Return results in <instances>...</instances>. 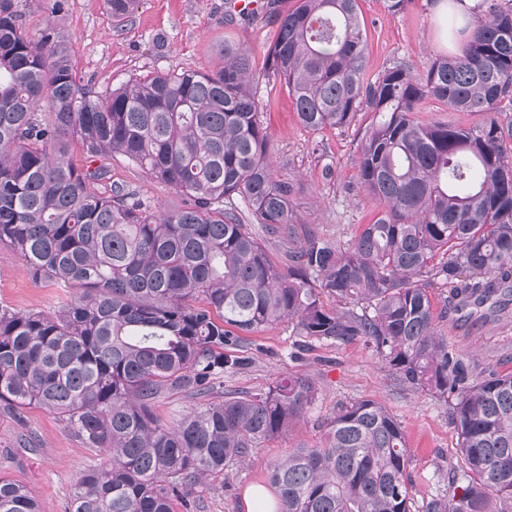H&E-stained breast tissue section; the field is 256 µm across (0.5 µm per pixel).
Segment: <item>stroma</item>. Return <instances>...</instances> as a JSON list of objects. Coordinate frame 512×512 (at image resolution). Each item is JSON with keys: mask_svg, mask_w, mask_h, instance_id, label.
<instances>
[{"mask_svg": "<svg viewBox=\"0 0 512 512\" xmlns=\"http://www.w3.org/2000/svg\"><path fill=\"white\" fill-rule=\"evenodd\" d=\"M55 1L16 0L22 25L34 34L46 25L57 26L71 41L78 82L98 92L151 71L219 66L228 41L249 47L259 68L275 33L261 14L229 18L227 0H140L122 23L113 19L106 0H59V9ZM361 10L367 77L400 60L421 70L435 57L461 52L465 45L463 38L449 36L445 17L429 0H412L399 14L388 12L382 0H361ZM254 91L278 176L294 185L298 223L348 242L377 212L357 181L358 147L370 114L359 113L349 128L313 133L298 123L284 85L260 75ZM109 165L113 182L139 189L161 208L182 205L172 187L124 157H113ZM64 296V289L33 279L12 249L0 247V305L51 312ZM438 331L477 371L512 374V296L504 313L477 322L448 320ZM227 352L246 362L225 373L210 401L263 391L288 377L309 378L315 399L285 434L252 449L243 465L192 487L194 512H245V491L267 484L276 460L295 448L320 446L338 410L362 399L385 406L405 432L412 455L411 512H426L432 500L448 499L451 476L463 461L447 405L430 391L399 384L363 339L339 345L299 335L294 322L283 321L240 336ZM103 457L49 411L34 406L17 411L0 402V475L25 484L44 512H64L79 472Z\"/></svg>", "mask_w": 512, "mask_h": 512, "instance_id": "stroma-1", "label": "stroma"}]
</instances>
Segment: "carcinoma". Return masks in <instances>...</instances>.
<instances>
[{
    "mask_svg": "<svg viewBox=\"0 0 512 512\" xmlns=\"http://www.w3.org/2000/svg\"><path fill=\"white\" fill-rule=\"evenodd\" d=\"M460 2L448 0V16L470 30L461 53L370 79L360 0L287 10L269 0L264 71L288 89L299 123L317 133L372 113L357 178L377 213L343 244L295 220L249 50L226 42L218 69L151 72L101 94L78 85L64 35L26 32L15 0H0V246L34 277L82 289L53 314L0 306V401L39 406L107 454L83 470L64 512H175L178 501L191 512L188 487L284 432L314 400L305 378L203 404L174 426L154 412L169 390L206 394L244 362L224 347L283 320L338 345L365 339L396 379L448 405L465 467L427 512L512 501V374L475 373L437 331L450 314L484 318L512 292V115L501 109L512 103V3L461 14ZM107 4L124 21L137 0ZM427 99L481 119L423 121ZM72 144L89 159L127 158L184 205L164 210L113 185L105 164L75 166ZM264 235L284 245L282 264ZM430 267L446 288L438 310L421 283ZM323 292L373 313L328 310ZM410 462L401 424L363 399L269 480L277 512H410ZM0 512L42 510L0 476Z\"/></svg>",
    "mask_w": 512,
    "mask_h": 512,
    "instance_id": "carcinoma-1",
    "label": "carcinoma"
}]
</instances>
